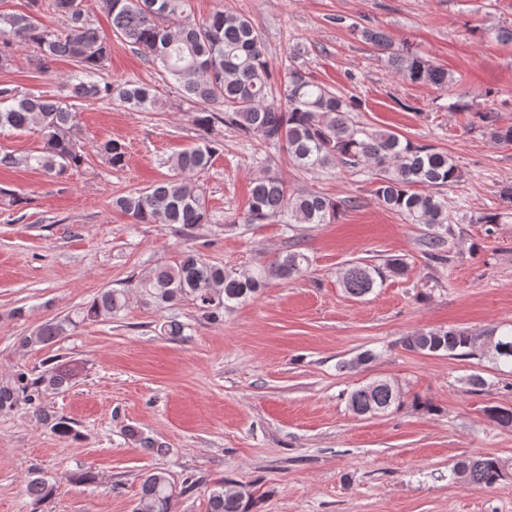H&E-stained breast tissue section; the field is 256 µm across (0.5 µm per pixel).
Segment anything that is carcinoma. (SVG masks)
<instances>
[{
  "instance_id": "carcinoma-1",
  "label": "carcinoma",
  "mask_w": 512,
  "mask_h": 512,
  "mask_svg": "<svg viewBox=\"0 0 512 512\" xmlns=\"http://www.w3.org/2000/svg\"><path fill=\"white\" fill-rule=\"evenodd\" d=\"M111 19L112 33L146 61L159 64L177 83L182 97L199 106L194 122L200 143L172 160L173 175L143 191L121 196L112 205L136 224H180L192 228L208 222L206 191L200 183L216 152L211 133L221 123L236 129L259 147H279L304 170L317 172L335 166L342 172L371 171L376 204L401 215L409 224L430 229L422 241L433 267L451 260L445 249L454 236L445 189L462 178L454 159L429 145L416 144L389 130L358 125L350 117L353 100L319 84L301 66L289 65L283 80L275 78L262 37L249 19L231 8L197 21L189 0H100ZM29 12L0 14V67L8 64L5 49L33 45L39 64L55 57L75 62L67 95L50 98L0 84V128L34 131L44 141L41 152L25 162L55 176L85 163L87 151L80 136L75 102L118 100L137 112H151L158 100L151 90L133 81L108 83L96 79L105 69L110 46L86 14L82 0H54L64 29H53L39 17V0H29ZM361 41L386 58L401 79L443 89L448 70L434 64L408 45L396 46L380 28L353 27ZM490 139L512 144V126L498 125L493 111L477 112ZM96 151L112 167L126 161L125 146L105 140ZM339 204L317 192L296 196L274 172L254 179L250 189L247 223L281 218L286 224H331ZM309 258L288 251L272 263L248 270H227L194 252L183 253L173 266H160L131 284L144 303L163 308L189 300L205 316L218 320L224 310L252 298L273 278L290 279L304 273ZM408 263L399 257L381 265L353 262L342 273L341 285L353 298H363L390 277H403ZM129 290L107 288L75 316L53 318L22 338L25 347L47 346L80 323L103 321L124 310ZM407 350L466 357L490 352L512 364V329L472 335L457 328L432 329L405 336ZM72 374L62 366H46L39 373L20 370L0 380V412L28 406L32 416L64 440L79 432L69 420L42 406L49 390L71 385ZM402 389L379 379L353 389L347 407L355 415L372 416L403 405ZM454 474L470 485L490 487L512 475V464L496 456L476 455L456 463ZM193 484L176 490L168 473L153 471L142 477L133 512H176L177 499ZM55 492V484L39 473L26 482V495L38 512ZM253 501L241 485L220 481L209 495V512H250Z\"/></svg>"
}]
</instances>
